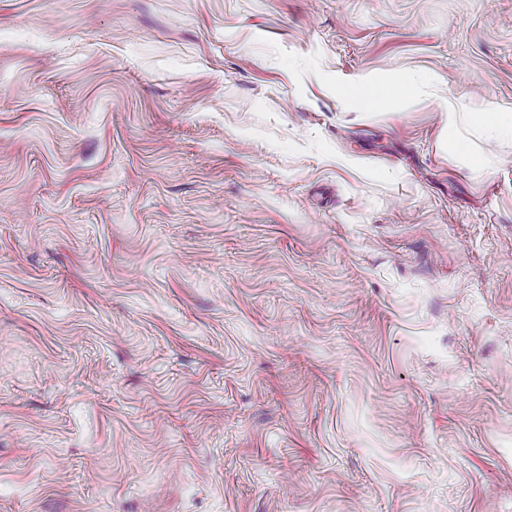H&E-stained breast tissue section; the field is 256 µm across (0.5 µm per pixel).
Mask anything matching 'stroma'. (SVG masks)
<instances>
[{"label":"stroma","instance_id":"stroma-1","mask_svg":"<svg viewBox=\"0 0 512 512\" xmlns=\"http://www.w3.org/2000/svg\"><path fill=\"white\" fill-rule=\"evenodd\" d=\"M479 111L512 0H0V512H512ZM341 93L347 98L360 100L366 105H373L376 110H382L394 103L409 100L413 94V84L404 79L380 83L360 80L351 86L342 87ZM448 138L451 140L453 147L456 151V153L464 160L466 165L475 171H480L486 168L487 166V158L486 156L478 153L472 152L469 147L463 143L462 141L458 140L455 131L454 126L452 122L448 118Z\"/></svg>","mask_w":512,"mask_h":512}]
</instances>
